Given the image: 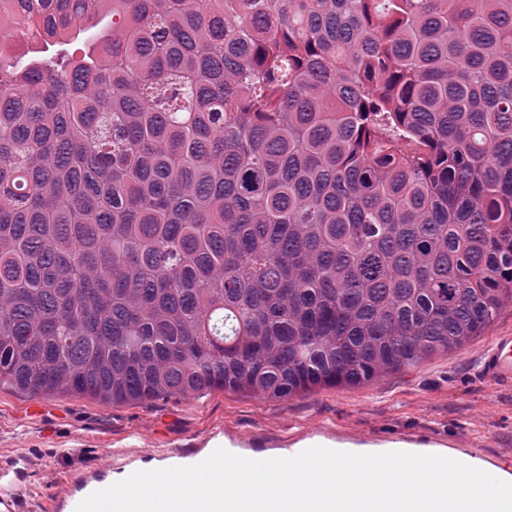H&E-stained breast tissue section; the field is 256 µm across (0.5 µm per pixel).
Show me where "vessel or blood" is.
I'll use <instances>...</instances> for the list:
<instances>
[{
	"label": "vessel or blood",
	"mask_w": 512,
	"mask_h": 512,
	"mask_svg": "<svg viewBox=\"0 0 512 512\" xmlns=\"http://www.w3.org/2000/svg\"><path fill=\"white\" fill-rule=\"evenodd\" d=\"M487 373L502 380L512 379V333L495 337L492 346L483 355ZM210 454L206 448H164L130 451L118 449L112 453V462L102 470L73 473L63 493L42 498L37 512H75L76 506L94 491L103 489L128 477L133 472L151 467L187 466L199 463ZM20 486L11 471H0V512H16Z\"/></svg>",
	"instance_id": "b4317fda"
}]
</instances>
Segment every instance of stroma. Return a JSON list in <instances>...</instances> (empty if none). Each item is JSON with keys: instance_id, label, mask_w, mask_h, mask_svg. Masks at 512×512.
<instances>
[{"instance_id": "obj_1", "label": "stroma", "mask_w": 512, "mask_h": 512, "mask_svg": "<svg viewBox=\"0 0 512 512\" xmlns=\"http://www.w3.org/2000/svg\"><path fill=\"white\" fill-rule=\"evenodd\" d=\"M512 332V303L465 349L440 353L362 386L321 388L288 399L213 391L200 399L104 404L88 396H31L0 389V465L25 457L19 512L61 492L71 473L104 466L120 448H202L215 435L263 448L314 429L366 440L417 436L473 442L477 453L512 456V381L491 377L482 356Z\"/></svg>"}]
</instances>
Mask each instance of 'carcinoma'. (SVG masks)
Here are the masks:
<instances>
[{"mask_svg":"<svg viewBox=\"0 0 512 512\" xmlns=\"http://www.w3.org/2000/svg\"><path fill=\"white\" fill-rule=\"evenodd\" d=\"M0 388L283 399L512 301V0H0Z\"/></svg>","mask_w":512,"mask_h":512,"instance_id":"carcinoma-1","label":"carcinoma"}]
</instances>
